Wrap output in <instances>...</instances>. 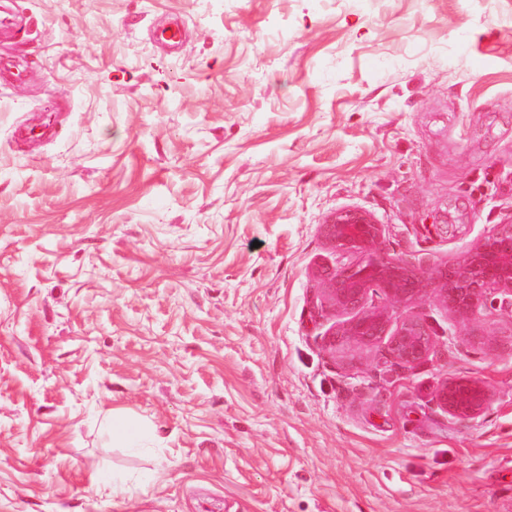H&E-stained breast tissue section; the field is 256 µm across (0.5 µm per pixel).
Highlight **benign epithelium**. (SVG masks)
Listing matches in <instances>:
<instances>
[{"instance_id":"benign-epithelium-1","label":"benign epithelium","mask_w":512,"mask_h":512,"mask_svg":"<svg viewBox=\"0 0 512 512\" xmlns=\"http://www.w3.org/2000/svg\"><path fill=\"white\" fill-rule=\"evenodd\" d=\"M322 233L336 248L365 253L358 264L321 275L327 283L321 304L346 316L327 334L329 345L338 339L370 345L386 337L390 355L404 365H414L430 355L434 339L429 327L419 317L407 314L390 330L387 312L368 305L374 291L410 306L428 291L437 290L448 311L463 322L471 320L494 291L512 298V247L500 243L503 238L512 239L511 223L498 225L460 259L431 274L404 257L374 253L384 228L366 211L339 210L322 224ZM436 400L449 417L469 420L485 412L490 393L478 379L452 378L440 387Z\"/></svg>"}]
</instances>
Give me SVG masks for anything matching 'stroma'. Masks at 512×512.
Here are the masks:
<instances>
[{
  "mask_svg": "<svg viewBox=\"0 0 512 512\" xmlns=\"http://www.w3.org/2000/svg\"><path fill=\"white\" fill-rule=\"evenodd\" d=\"M343 209L428 271L512 220V0H0V512H512V305L327 345ZM436 400L449 417L469 420L485 412L490 393L488 387L478 379L452 378L440 387ZM109 430L112 440H117L129 448L137 447L144 439V431L139 425L115 414H112Z\"/></svg>",
  "mask_w": 512,
  "mask_h": 512,
  "instance_id": "stroma-1",
  "label": "stroma"
}]
</instances>
